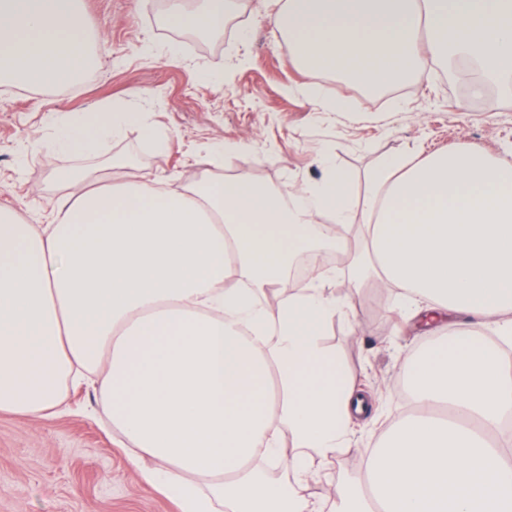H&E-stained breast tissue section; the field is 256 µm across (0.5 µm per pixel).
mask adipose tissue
<instances>
[{"label": "adipose tissue", "mask_w": 512, "mask_h": 512, "mask_svg": "<svg viewBox=\"0 0 512 512\" xmlns=\"http://www.w3.org/2000/svg\"><path fill=\"white\" fill-rule=\"evenodd\" d=\"M230 2L191 14L171 0L167 19L218 34ZM280 3L270 23L305 70L352 61L379 90L460 60L479 73L473 96L512 85V0ZM91 39L82 0H0L1 79L74 85ZM131 125L156 139L116 105L73 117L56 146L93 156ZM224 153L191 186L56 172L40 228L0 206V413L50 419L91 390L128 465L179 512H512V165L475 144L389 157L357 210L342 169L293 192L220 174ZM356 226L367 265L293 283L319 236L349 258ZM342 275L398 288L401 316L435 326L406 362L419 415L338 482L324 465L371 409L328 342L336 319L362 329L330 287ZM320 478L325 495L308 497Z\"/></svg>", "instance_id": "ef3b65f1"}]
</instances>
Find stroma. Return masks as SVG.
<instances>
[{
	"label": "stroma",
	"instance_id": "35a3bbf8",
	"mask_svg": "<svg viewBox=\"0 0 512 512\" xmlns=\"http://www.w3.org/2000/svg\"><path fill=\"white\" fill-rule=\"evenodd\" d=\"M97 33L98 64L67 89L0 86V205L13 206L23 223L45 224L61 189L57 170H97L128 158L124 177L195 182L208 147L224 141V175L294 189L320 179L321 161L355 175L353 199L362 205L365 176L386 156L419 161L437 150L476 144L512 164V94L495 101L456 90L441 74L396 89L394 97L360 92L336 68L303 73L286 43L265 21L268 0H238L223 33L193 44L167 24L168 0H82ZM176 53L179 61L164 59ZM345 101L347 112L326 111L323 98ZM122 104L142 113L167 137L164 148L132 126L102 143L97 155L52 153L58 126L80 112ZM362 322L350 334L336 322L329 337L376 419L354 427L346 451L325 465L337 480L358 473L409 405L402 392L406 358L426 334L416 322L392 335L397 293L374 279L346 288ZM92 394H70L52 420L0 413V512H176L172 502L145 487L111 438L89 417Z\"/></svg>",
	"mask_w": 512,
	"mask_h": 512
}]
</instances>
